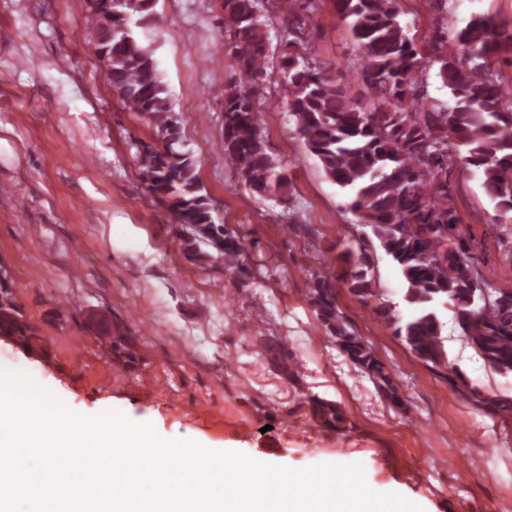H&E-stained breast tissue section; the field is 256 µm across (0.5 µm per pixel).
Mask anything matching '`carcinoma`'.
<instances>
[{
    "label": "carcinoma",
    "mask_w": 512,
    "mask_h": 512,
    "mask_svg": "<svg viewBox=\"0 0 512 512\" xmlns=\"http://www.w3.org/2000/svg\"><path fill=\"white\" fill-rule=\"evenodd\" d=\"M157 0H112L110 14L88 10L86 30H102L87 41L105 55L114 93L131 112L147 118L156 143L139 151V176L165 204L178 226L188 258L207 263L210 247L224 267L244 275L245 245L214 222L191 155L177 148L180 127L170 107L154 49L139 34L157 24ZM312 0H222L224 54L234 75L224 81V122L219 148L224 162L253 195L291 203L288 168L267 152L262 111L268 57L267 20L285 25L276 81L295 133L325 177L348 198L356 225L368 229L371 252L345 247L336 254L341 273H321L309 301L336 348L394 403L398 388L364 338L350 331L337 307V288L360 301L377 300L376 315L429 368H448L439 304L451 303L462 337L499 373H512V296H497L490 309L481 293L493 283L476 267L467 239L457 228L448 171L463 157L480 176L494 219L512 224V77L492 67L493 58L512 59V21L475 14L453 38L436 34L438 76L452 105L428 100L417 79L425 54L399 19L400 0H335L360 52L351 76H333L307 45ZM381 250L401 271L408 312L376 288L370 253ZM32 328L13 302L0 301V334L24 340ZM463 398L490 415L512 413V398L471 387L461 373L450 379ZM311 417L322 428L349 426L335 402L309 398Z\"/></svg>",
    "instance_id": "1"
}]
</instances>
